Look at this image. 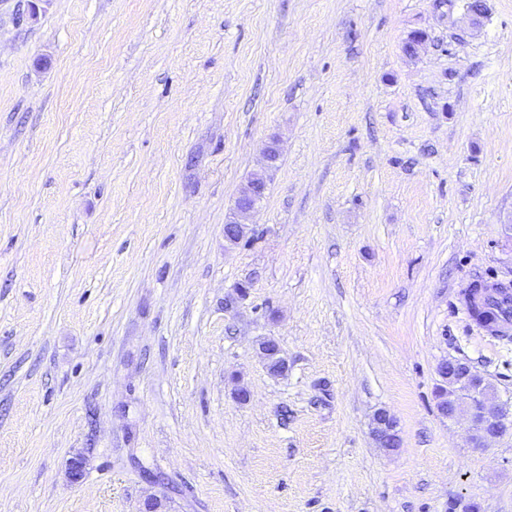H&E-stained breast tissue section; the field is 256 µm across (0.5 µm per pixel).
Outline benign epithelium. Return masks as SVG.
<instances>
[{
	"mask_svg": "<svg viewBox=\"0 0 512 512\" xmlns=\"http://www.w3.org/2000/svg\"><path fill=\"white\" fill-rule=\"evenodd\" d=\"M260 185L261 181L255 180L241 191L236 211L224 224L225 238L231 240L243 232V220L254 209L253 199ZM260 350L270 373L282 374L288 370L287 357L275 340L263 341ZM438 375L441 383L438 385L437 409L448 419L465 416L470 420L473 447L483 448L503 434L508 424V412L497 404L495 389L489 381L468 364L455 359L443 361ZM373 424L372 433L383 444L387 435L397 433V423L386 410L374 415Z\"/></svg>",
	"mask_w": 512,
	"mask_h": 512,
	"instance_id": "7a95c632",
	"label": "benign epithelium"
}]
</instances>
